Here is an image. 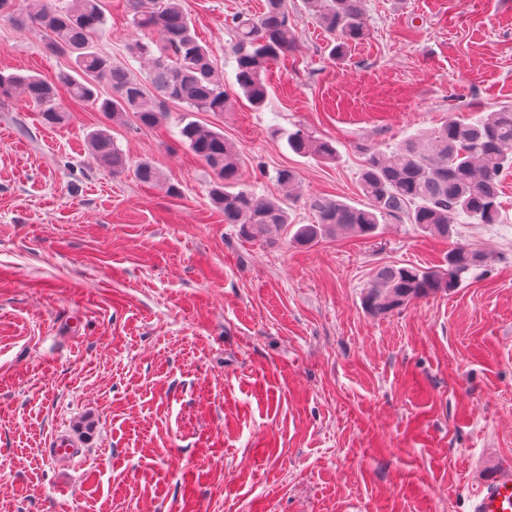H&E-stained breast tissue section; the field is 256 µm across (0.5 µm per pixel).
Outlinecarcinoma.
Returning a JSON list of instances; mask_svg holds the SVG:
<instances>
[{
	"mask_svg": "<svg viewBox=\"0 0 512 512\" xmlns=\"http://www.w3.org/2000/svg\"><path fill=\"white\" fill-rule=\"evenodd\" d=\"M17 0H0V17L23 27L42 28L54 50L75 55L72 72L62 77L72 98L114 119L132 114L146 128L166 116V103L185 105L180 120L182 142L211 171L209 200L224 213V223L238 228L241 237L269 238L291 224L289 205L298 174L286 167L276 170L275 181L288 201L271 199L241 185L242 159L224 139V133L190 119L192 112H222L227 106L224 79L212 61L209 48L198 38L182 0H129L132 23L144 30H158L162 42L136 40L126 46L134 61L148 60L146 77L131 67L112 62L95 44L105 25L102 0H69L64 7L54 0H34L37 7L22 13ZM305 10L318 25L335 36L332 57L345 56L350 45L366 36L364 0H303ZM234 40L229 54L235 61L239 98L261 110L270 98L266 73L270 66L296 49V34L288 0H266L258 17L235 14L231 18ZM112 95L104 97L99 86ZM21 96L41 114L44 124L55 126L66 119V110L55 87L36 75L0 72V98ZM288 148L298 155L336 159L332 141L317 138L297 126L281 133ZM92 151L99 160L121 173L127 159L107 128L89 133ZM512 168V105L503 106L470 121L451 114L448 122L425 134L404 139L390 155L365 150L360 174L364 202L360 206L341 200L310 196L304 204L315 216L300 224L293 241L311 245L338 230L357 237L376 234L382 224H412L425 234L448 238L456 224H501L500 180ZM143 183H160L159 171L149 161L135 168ZM487 266L483 252L458 244L448 251L446 264L432 270L396 264L377 268L363 296L367 310L386 315L410 302L458 287L465 275Z\"/></svg>",
	"mask_w": 512,
	"mask_h": 512,
	"instance_id": "1",
	"label": "carcinoma"
}]
</instances>
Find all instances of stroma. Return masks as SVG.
Wrapping results in <instances>:
<instances>
[{
	"mask_svg": "<svg viewBox=\"0 0 512 512\" xmlns=\"http://www.w3.org/2000/svg\"><path fill=\"white\" fill-rule=\"evenodd\" d=\"M262 2L183 0L229 98L195 118L257 193L280 196L288 167L302 195L361 201L365 149L512 105V0H365L370 33L341 59L288 0L297 48L252 110L225 19ZM104 7L97 43L118 63L141 33L128 0ZM70 66L0 19V71L54 82ZM58 92L70 118L55 127L0 100V512H470L479 481L512 466V169L507 223L458 225L452 242L410 224L248 241L179 140L182 104L142 128ZM297 125L336 160L292 153L279 133ZM100 127L124 172L93 156ZM143 160L162 184L136 179ZM456 241L488 254L484 275L364 308L378 266H440ZM58 436L75 458L53 457Z\"/></svg>",
	"mask_w": 512,
	"mask_h": 512,
	"instance_id": "obj_1",
	"label": "stroma"
}]
</instances>
